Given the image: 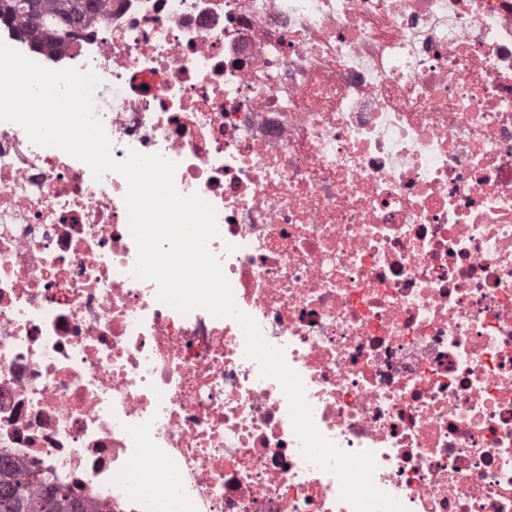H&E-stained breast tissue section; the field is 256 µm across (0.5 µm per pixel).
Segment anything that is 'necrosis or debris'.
<instances>
[{
  "label": "necrosis or debris",
  "mask_w": 512,
  "mask_h": 512,
  "mask_svg": "<svg viewBox=\"0 0 512 512\" xmlns=\"http://www.w3.org/2000/svg\"><path fill=\"white\" fill-rule=\"evenodd\" d=\"M111 154L215 209L237 307L406 512H512V0H97ZM118 174L0 122V460L85 512H354L238 323L132 275Z\"/></svg>",
  "instance_id": "1"
}]
</instances>
